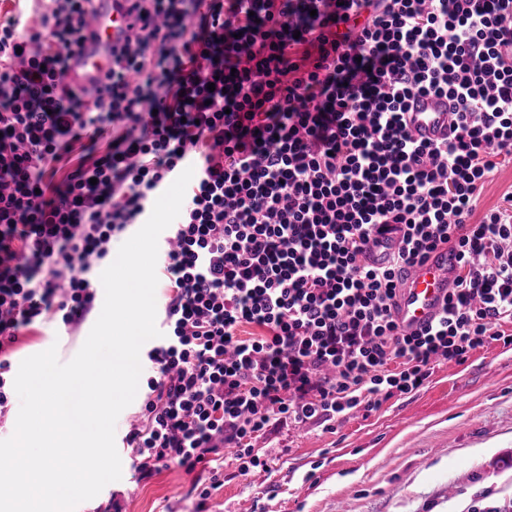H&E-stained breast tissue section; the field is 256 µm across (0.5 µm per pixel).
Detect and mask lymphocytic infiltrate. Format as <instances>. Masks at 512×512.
Instances as JSON below:
<instances>
[{
	"label": "lymphocytic infiltrate",
	"instance_id": "obj_1",
	"mask_svg": "<svg viewBox=\"0 0 512 512\" xmlns=\"http://www.w3.org/2000/svg\"><path fill=\"white\" fill-rule=\"evenodd\" d=\"M116 2L131 33L90 92L61 78L97 0H36L0 23V420L21 331H75L114 240L189 167L123 438L139 479L202 468L210 484L191 491L208 500L221 448L247 474L275 424L377 409L440 363L512 344V193L474 216L512 162V0ZM425 94L454 109L446 141L407 129ZM107 131L54 184L55 162ZM440 246L455 286L434 325L404 333L401 274Z\"/></svg>",
	"mask_w": 512,
	"mask_h": 512
}]
</instances>
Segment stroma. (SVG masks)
<instances>
[{
	"mask_svg": "<svg viewBox=\"0 0 512 512\" xmlns=\"http://www.w3.org/2000/svg\"><path fill=\"white\" fill-rule=\"evenodd\" d=\"M77 336L56 326L26 339L16 360L56 347L70 361ZM267 469L240 474L224 461V484L208 512H467L471 501L512 504V345L495 342L460 365L436 367L417 392L377 410H357L324 424H282L257 438ZM193 477L179 467L138 480L130 466L76 512H193Z\"/></svg>",
	"mask_w": 512,
	"mask_h": 512,
	"instance_id": "1",
	"label": "stroma"
}]
</instances>
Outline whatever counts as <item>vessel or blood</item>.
Listing matches in <instances>:
<instances>
[{"label": "vessel or blood", "instance_id": "b4317fda", "mask_svg": "<svg viewBox=\"0 0 512 512\" xmlns=\"http://www.w3.org/2000/svg\"><path fill=\"white\" fill-rule=\"evenodd\" d=\"M88 31L80 48L68 56L66 82L80 89L100 85L111 74L110 49L125 40L128 21L104 5L93 14ZM406 119L415 139L436 142L448 137L454 115L447 98L424 95L411 102ZM455 266L454 256L440 249L405 274L392 309L400 329L416 331L436 322L454 286Z\"/></svg>", "mask_w": 512, "mask_h": 512}]
</instances>
